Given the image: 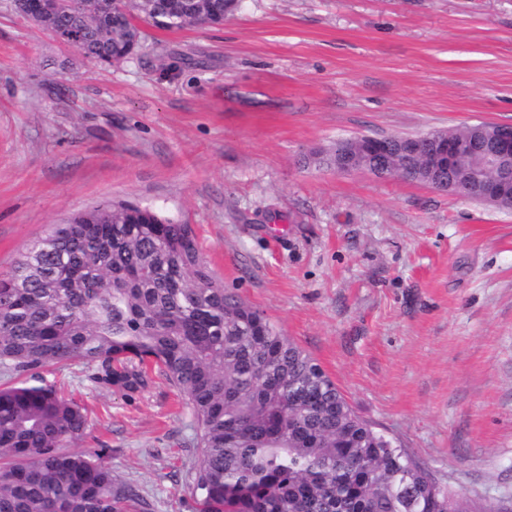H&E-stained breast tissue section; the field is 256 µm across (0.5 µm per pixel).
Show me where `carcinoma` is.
Masks as SVG:
<instances>
[{"label":"carcinoma","mask_w":512,"mask_h":512,"mask_svg":"<svg viewBox=\"0 0 512 512\" xmlns=\"http://www.w3.org/2000/svg\"><path fill=\"white\" fill-rule=\"evenodd\" d=\"M60 0L35 18L100 64L160 29L220 25L239 0ZM81 364L125 394L156 371L198 431L195 512H500L466 498L363 420L321 366L224 283L193 228L102 203L50 226L0 279V512H145L90 422L41 370Z\"/></svg>","instance_id":"obj_1"}]
</instances>
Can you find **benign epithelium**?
Segmentation results:
<instances>
[{"label": "benign epithelium", "mask_w": 512, "mask_h": 512, "mask_svg": "<svg viewBox=\"0 0 512 512\" xmlns=\"http://www.w3.org/2000/svg\"><path fill=\"white\" fill-rule=\"evenodd\" d=\"M27 17L50 11L55 0H20ZM487 141L481 154L484 175L472 176L464 162L472 159L466 142L447 132L418 135H360L345 150L315 154L317 163L340 173L364 171L378 179L405 177L404 165L419 162L418 181L452 198L474 199L487 206L512 203V124L489 123L481 132Z\"/></svg>", "instance_id": "benign-epithelium-1"}]
</instances>
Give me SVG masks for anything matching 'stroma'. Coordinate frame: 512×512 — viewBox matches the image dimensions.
Wrapping results in <instances>:
<instances>
[{"instance_id":"stroma-1","label":"stroma","mask_w":512,"mask_h":512,"mask_svg":"<svg viewBox=\"0 0 512 512\" xmlns=\"http://www.w3.org/2000/svg\"><path fill=\"white\" fill-rule=\"evenodd\" d=\"M103 66L0 0V275L49 225L130 203L203 257L442 482L512 506V211L310 155L358 135L512 123V0H242ZM84 445L147 512H192L176 388L52 370Z\"/></svg>"}]
</instances>
